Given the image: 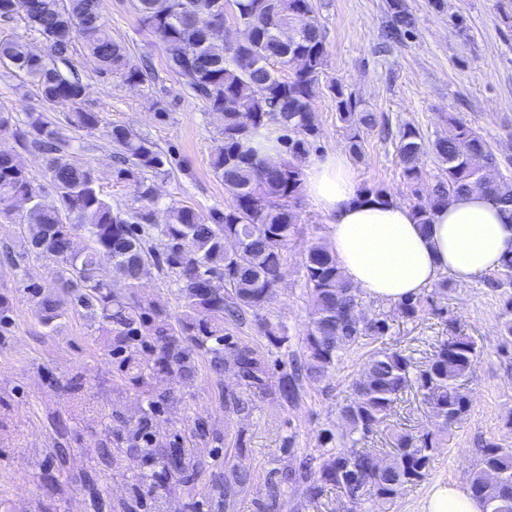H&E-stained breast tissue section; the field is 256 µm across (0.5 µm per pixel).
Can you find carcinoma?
<instances>
[{
    "mask_svg": "<svg viewBox=\"0 0 512 512\" xmlns=\"http://www.w3.org/2000/svg\"><path fill=\"white\" fill-rule=\"evenodd\" d=\"M0 0V19L20 20L40 40L50 39L48 56L14 38H0V65L24 75L42 99L68 105L60 118L41 112L0 111V132L12 133L17 148H0V223L22 226L24 255L7 251L5 260L20 270L24 289L38 298L42 323L53 329L69 314L85 317L90 326L112 336V358L120 371L133 373L139 387L156 372L176 376L183 385L196 379L198 354L209 358L211 370H230L238 391L224 397V407L247 418L261 403L297 407L304 382H321L343 356L391 332L398 317L415 322L434 299H448V278L428 293L406 299L390 311L373 315L363 308L359 289L347 283L330 246L310 245L303 263L312 324L304 339L303 360L291 361V371L270 383V364L264 352L233 339L229 327L245 323L269 307L283 279L288 244L299 233L295 204L301 194L302 167L318 137L313 102L323 72L326 46L315 19L313 0H232L239 17L253 21L250 38L235 47L210 34L199 22L210 16L215 0H133L131 6L165 50L167 68L183 90L200 100L218 120L220 144L211 160L217 178L231 195L224 209L205 216L194 206L173 204L155 222L160 196L157 179L168 173L166 155L150 139L126 126L106 130L112 145L113 177L131 189L120 207L103 193L94 171L76 159L89 146L77 143L73 131L89 134L100 129L102 117L84 107L86 86L67 75V63L81 44L98 65L99 74H118L127 83L148 80L150 66L132 58L125 42L112 37L100 0ZM293 56L303 65L275 75L270 63ZM327 89L336 100L348 149L360 161L366 136L386 132L376 113L346 92L338 81ZM275 125L283 157H265L257 141L260 131ZM401 173L414 196H419L425 173L420 156L432 152L439 170L428 191V202L413 205L420 223H430L432 211L475 186L500 206L512 208V158L497 154L490 142L455 113L448 127L429 140L405 124L396 135ZM46 159L53 205L40 199V187L23 165L19 152ZM48 263L57 291L43 293L28 277L25 257ZM157 269L183 300L181 314L171 315L159 301L139 292L144 267ZM484 285L507 295L512 286V257L484 279ZM500 349L512 347V295L504 301ZM268 343L281 348L288 337L275 324L265 323ZM481 350L477 341L448 323V335L421 352L393 347L372 352L366 377L353 381V396L337 407L336 430L319 436L320 453L299 471L289 469L269 483L268 501L261 512H275L282 488H303L309 499L330 485L354 501L371 491L389 500L404 488L423 482L429 473L437 436L448 433L469 412L470 398L463 381L470 376ZM415 387L429 408L427 427L413 433L393 430L391 452L378 455L358 442L387 425L402 394ZM177 402L162 392L150 396L148 408L135 425L127 423L118 406L110 414L103 447L130 448L147 462H159V475L184 481L197 465L193 449L178 440L155 438L153 421L175 412ZM315 470L319 481L308 483ZM469 487L486 512H512V448L495 440L484 443Z\"/></svg>",
    "mask_w": 512,
    "mask_h": 512,
    "instance_id": "1",
    "label": "carcinoma"
}]
</instances>
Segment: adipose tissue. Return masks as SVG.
Segmentation results:
<instances>
[{"instance_id":"1","label":"adipose tissue","mask_w":512,"mask_h":512,"mask_svg":"<svg viewBox=\"0 0 512 512\" xmlns=\"http://www.w3.org/2000/svg\"><path fill=\"white\" fill-rule=\"evenodd\" d=\"M302 188L331 219V246L345 279L371 298L397 303L423 294L441 277L471 283L512 255V212L484 191L454 197L429 224L395 201L362 193L343 154L308 161ZM422 512H484L458 482L439 484Z\"/></svg>"}]
</instances>
